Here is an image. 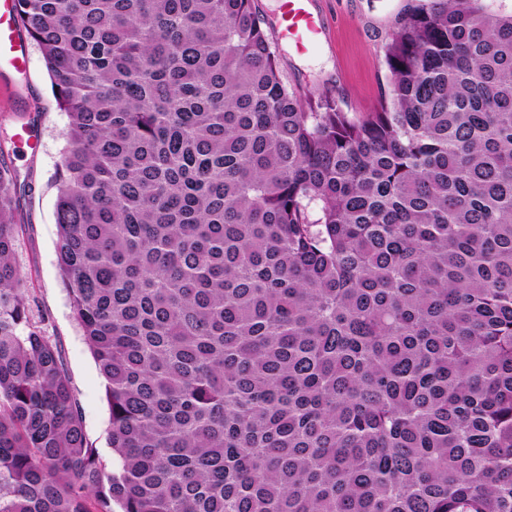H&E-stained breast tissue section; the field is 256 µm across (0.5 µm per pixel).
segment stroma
<instances>
[{"mask_svg":"<svg viewBox=\"0 0 512 512\" xmlns=\"http://www.w3.org/2000/svg\"><path fill=\"white\" fill-rule=\"evenodd\" d=\"M330 31L314 51L300 53L275 43L280 70L289 88L319 98H336L344 111L362 117L378 111L388 71L385 48L406 0H318ZM29 66L21 73H0V158L18 175L17 264L29 283L34 319L61 348L86 435L104 460H112L110 411L103 380L77 325L57 268L54 218L55 174L64 146L67 118L57 108L41 53L26 43ZM33 126V144L14 135Z\"/></svg>","mask_w":512,"mask_h":512,"instance_id":"1","label":"stroma"}]
</instances>
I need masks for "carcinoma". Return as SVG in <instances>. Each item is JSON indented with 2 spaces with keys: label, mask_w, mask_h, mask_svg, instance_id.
<instances>
[{
  "label": "carcinoma",
  "mask_w": 512,
  "mask_h": 512,
  "mask_svg": "<svg viewBox=\"0 0 512 512\" xmlns=\"http://www.w3.org/2000/svg\"><path fill=\"white\" fill-rule=\"evenodd\" d=\"M16 12L115 461L0 159V512H512V12L409 0L362 118L288 88L254 0Z\"/></svg>",
  "instance_id": "carcinoma-1"
}]
</instances>
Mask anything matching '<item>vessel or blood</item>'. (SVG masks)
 <instances>
[{
  "instance_id": "vessel-or-blood-1",
  "label": "vessel or blood",
  "mask_w": 512,
  "mask_h": 512,
  "mask_svg": "<svg viewBox=\"0 0 512 512\" xmlns=\"http://www.w3.org/2000/svg\"><path fill=\"white\" fill-rule=\"evenodd\" d=\"M327 31V21L312 0H281L277 35L292 42L298 52L316 48ZM20 24L13 0H0V68L24 70L27 58L19 42Z\"/></svg>"
}]
</instances>
